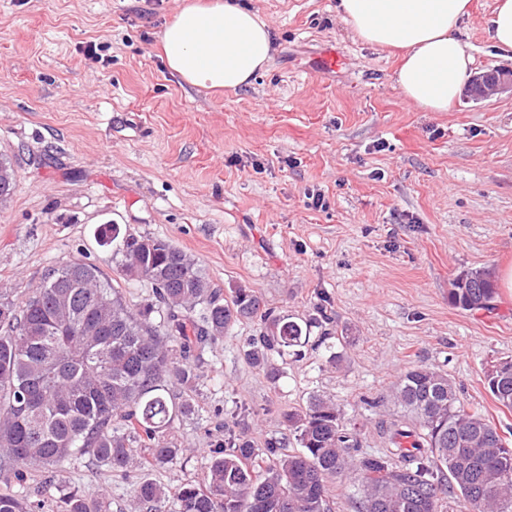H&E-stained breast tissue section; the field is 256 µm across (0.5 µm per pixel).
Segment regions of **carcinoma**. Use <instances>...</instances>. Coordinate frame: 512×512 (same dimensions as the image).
Returning a JSON list of instances; mask_svg holds the SVG:
<instances>
[{"mask_svg": "<svg viewBox=\"0 0 512 512\" xmlns=\"http://www.w3.org/2000/svg\"><path fill=\"white\" fill-rule=\"evenodd\" d=\"M100 242L121 256V275L151 286L154 298L130 307L84 261L50 269L28 297H0V512H35L58 492L59 512H108L61 476L78 458L128 476L177 462L178 416L195 398L208 351L242 319L258 320L244 356L272 366L309 342L315 318L281 316L251 290L231 297L213 287L198 262L171 242L106 224ZM496 294L492 272L468 270L451 282L450 302L485 309ZM501 406L512 409V359L486 375ZM404 414L382 419L379 436L394 448L357 457L360 430L340 404L315 395L284 415L301 451L285 454L277 438L258 446L224 427L202 456L205 479L170 492L139 477L129 512H331L330 486L354 478L362 512H440V495L468 512H512V445L468 410L448 374L415 365L394 393Z\"/></svg>", "mask_w": 512, "mask_h": 512, "instance_id": "1", "label": "carcinoma"}]
</instances>
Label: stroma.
Wrapping results in <instances>:
<instances>
[{
    "mask_svg": "<svg viewBox=\"0 0 512 512\" xmlns=\"http://www.w3.org/2000/svg\"><path fill=\"white\" fill-rule=\"evenodd\" d=\"M190 2L0 0V156L16 172L0 199V289L25 297L79 259L130 305L151 298L99 245L110 222L192 255L223 294L247 288L299 317L325 309L279 376L244 357L252 320L207 354L199 413L174 423L186 452L149 473L171 489L202 481L201 451L224 421L295 451L284 415L315 395L356 421L361 451L381 448L376 423L397 413L399 377L420 364L447 372L512 441V410L485 380L512 357V295L478 311L448 299L464 271L512 266V96L416 109L393 81L397 54L355 40L338 0H239L271 30L263 73L233 93L192 87L160 44ZM491 4L471 0L464 37L477 71H511L512 51L488 33ZM329 46L343 65L322 74ZM317 195L322 207L309 206ZM66 477L90 498L108 487L110 512H127L131 479L84 458Z\"/></svg>",
    "mask_w": 512,
    "mask_h": 512,
    "instance_id": "35a3bbf8",
    "label": "stroma"
}]
</instances>
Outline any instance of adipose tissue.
<instances>
[{"mask_svg":"<svg viewBox=\"0 0 512 512\" xmlns=\"http://www.w3.org/2000/svg\"><path fill=\"white\" fill-rule=\"evenodd\" d=\"M469 0H339L348 29L365 44L402 50L394 74L405 101L445 112L473 72L460 37ZM168 68L188 85L234 92L248 86L272 51L267 23L235 0H195L164 28Z\"/></svg>","mask_w":512,"mask_h":512,"instance_id":"ef3b65f1","label":"adipose tissue"}]
</instances>
